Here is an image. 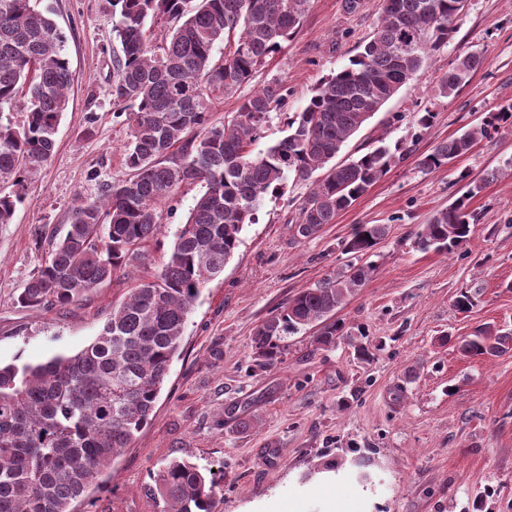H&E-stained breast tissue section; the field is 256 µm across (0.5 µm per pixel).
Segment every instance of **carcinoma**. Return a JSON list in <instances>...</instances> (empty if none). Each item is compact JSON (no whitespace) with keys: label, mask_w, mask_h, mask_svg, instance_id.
<instances>
[{"label":"carcinoma","mask_w":512,"mask_h":512,"mask_svg":"<svg viewBox=\"0 0 512 512\" xmlns=\"http://www.w3.org/2000/svg\"><path fill=\"white\" fill-rule=\"evenodd\" d=\"M118 20L112 50V105L125 115L129 140L124 177L94 199L79 198L65 235L27 281L17 303L35 310L65 308L145 262L161 231L162 206L184 185H198L158 270L131 278L126 297L96 339L73 355L0 367V512H72L73 502L99 484L114 457L151 420L193 304L224 273L262 198L288 176L310 183L294 237L317 234L388 172L384 144L336 163L346 141L414 80L429 57L448 46L467 0H382L377 28L349 64L325 77L307 106L288 121V135L266 151L249 150L282 109L288 90L278 80L241 100L216 124L215 103L234 95L298 29L310 0H110ZM37 0H0V224L23 201L22 176L46 163L69 104L72 73L66 38L36 8ZM224 53L215 57L216 43ZM484 63L469 52L440 78L435 94L455 95ZM26 121L4 116L23 91ZM508 123L512 104L419 159L432 172L468 154L489 129ZM17 187L6 190V184ZM484 183L472 181L448 207L435 211L416 244L450 252L472 233L469 201ZM383 224H360L346 250L365 255L384 239ZM373 267L346 271L295 294L258 326L256 359L274 365L285 336L317 328L316 342L334 343V320L368 280ZM466 357L512 351V331L496 325L462 339ZM218 480L187 460L162 464L144 487L157 512H216Z\"/></svg>","instance_id":"obj_1"}]
</instances>
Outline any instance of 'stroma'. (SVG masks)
Listing matches in <instances>:
<instances>
[{
	"mask_svg": "<svg viewBox=\"0 0 512 512\" xmlns=\"http://www.w3.org/2000/svg\"><path fill=\"white\" fill-rule=\"evenodd\" d=\"M66 37L74 74L52 159L26 183L10 223L0 224V364H37L88 346L124 299L117 275L63 309L20 307L16 297L62 236L77 197L95 198L125 172L127 127L112 105L113 24L109 0H42ZM380 0L346 16L341 0H311L296 33L242 85L217 103L214 121L240 97L280 79L284 112L272 113L250 149L259 153L288 133L287 119L308 104L319 81L357 54L378 22ZM485 61L456 96L435 87L455 59ZM512 103V0H467L458 29L414 81L404 86L343 146L358 158L377 142L409 146L387 175L335 223L299 240L293 226L308 185L286 180L264 197L258 221L245 225L224 273L201 292L189 316L150 423L123 449L101 483L73 512H153L143 487L161 463L186 459L223 470L216 512H512V351L465 357L458 343L492 323L512 329V134L479 141L432 172L420 157L440 141ZM430 111L428 128L416 120ZM474 226L451 253L423 252L416 235L471 180ZM196 189L182 188L162 211L163 232L148 246L154 267L187 220ZM360 224L387 235L364 264L375 270L335 318L334 345L312 331L288 335L277 365L254 358L258 326L288 298L342 274L345 245ZM475 295L457 312L459 292ZM374 352L357 360L350 338Z\"/></svg>",
	"mask_w": 512,
	"mask_h": 512,
	"instance_id": "stroma-1",
	"label": "stroma"
}]
</instances>
